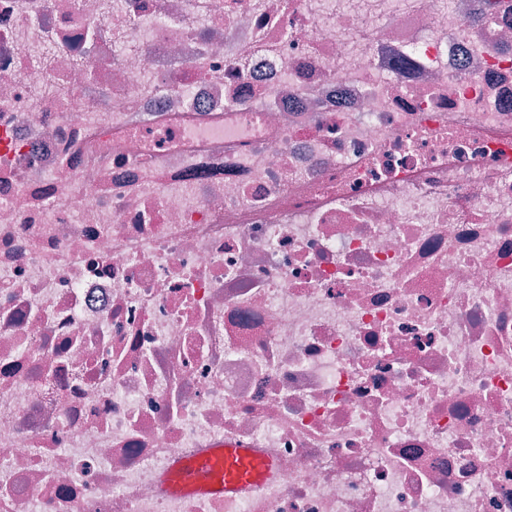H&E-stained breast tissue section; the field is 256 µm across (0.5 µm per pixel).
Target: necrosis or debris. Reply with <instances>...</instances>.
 I'll list each match as a JSON object with an SVG mask.
<instances>
[{"mask_svg": "<svg viewBox=\"0 0 512 512\" xmlns=\"http://www.w3.org/2000/svg\"><path fill=\"white\" fill-rule=\"evenodd\" d=\"M0 512H512V0H0ZM272 465L258 464L250 448H224L212 459L177 466L176 492L195 494L239 493L257 487Z\"/></svg>", "mask_w": 512, "mask_h": 512, "instance_id": "necrosis-or-debris-1", "label": "necrosis or debris"}]
</instances>
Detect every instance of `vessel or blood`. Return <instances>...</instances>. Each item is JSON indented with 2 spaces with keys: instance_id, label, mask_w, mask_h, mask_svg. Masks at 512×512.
Here are the masks:
<instances>
[{
  "instance_id": "obj_1",
  "label": "vessel or blood",
  "mask_w": 512,
  "mask_h": 512,
  "mask_svg": "<svg viewBox=\"0 0 512 512\" xmlns=\"http://www.w3.org/2000/svg\"><path fill=\"white\" fill-rule=\"evenodd\" d=\"M177 470L175 491L226 495L257 487L271 467L258 464L252 449L225 448L215 458L181 464Z\"/></svg>"
}]
</instances>
